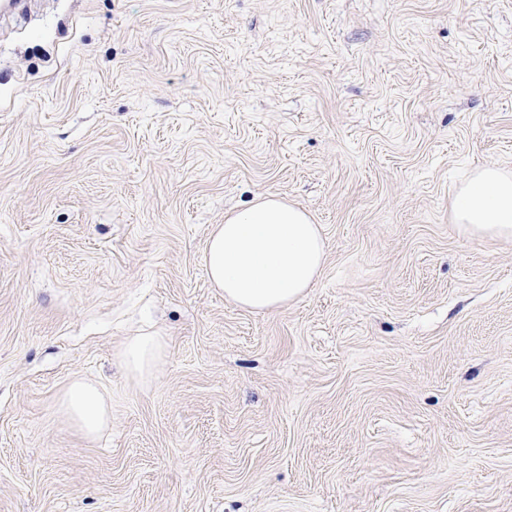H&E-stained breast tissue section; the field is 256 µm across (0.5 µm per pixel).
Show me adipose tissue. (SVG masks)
<instances>
[{"instance_id":"ef3b65f1","label":"adipose tissue","mask_w":512,"mask_h":512,"mask_svg":"<svg viewBox=\"0 0 512 512\" xmlns=\"http://www.w3.org/2000/svg\"><path fill=\"white\" fill-rule=\"evenodd\" d=\"M452 213L472 233L512 237V173L495 168L473 173L457 189ZM325 257L322 229L305 209L261 196L215 226L204 249V266L226 299L261 312L299 300L319 277ZM166 352L163 337L136 336L123 345L119 360L130 376L145 379ZM59 410L89 438L110 420L103 392L84 379L67 386Z\"/></svg>"}]
</instances>
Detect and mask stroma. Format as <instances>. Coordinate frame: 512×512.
Instances as JSON below:
<instances>
[{
    "mask_svg": "<svg viewBox=\"0 0 512 512\" xmlns=\"http://www.w3.org/2000/svg\"><path fill=\"white\" fill-rule=\"evenodd\" d=\"M478 167L512 171V0L0 13V512H512V237L451 214ZM265 194L327 255L250 312L202 257ZM166 352L167 343L162 336H135L123 345L119 360L130 376L146 379ZM59 410L88 438L98 436L110 420L103 392L85 379L73 380L67 386L59 399Z\"/></svg>",
    "mask_w": 512,
    "mask_h": 512,
    "instance_id": "1",
    "label": "stroma"
}]
</instances>
